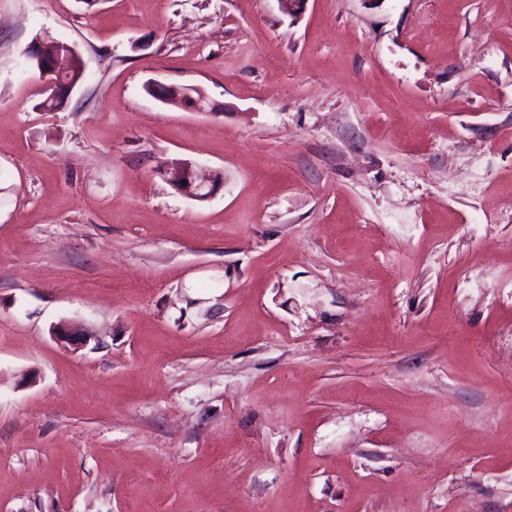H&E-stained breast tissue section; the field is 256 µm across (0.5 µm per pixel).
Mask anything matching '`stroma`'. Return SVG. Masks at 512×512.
Masks as SVG:
<instances>
[{"label":"stroma","mask_w":512,"mask_h":512,"mask_svg":"<svg viewBox=\"0 0 512 512\" xmlns=\"http://www.w3.org/2000/svg\"><path fill=\"white\" fill-rule=\"evenodd\" d=\"M0 512H512V0H0ZM46 46L39 44L29 55L44 60L42 69L38 70L42 83V91L47 95L42 102L49 110H54L61 102H55L64 94L69 95L76 87L73 83L65 82L62 74L65 73L71 63L72 56L77 52L75 44L55 41L51 54H45ZM28 55V56H29ZM146 87L149 88V90L152 93V96L159 99L161 102L166 104H175V102H181V101H191V104L189 106H186L185 104H178L181 107H184L186 109L201 112L205 110V96L202 94V92L197 88H192L191 86L186 87H174V86H167V85H160L156 83H152L147 85ZM194 89H197L200 91L201 95L195 96L193 94ZM173 187L180 193L197 201H207L215 193L218 186L223 184L220 173H214L205 178L197 175L190 163H180L171 172Z\"/></svg>","instance_id":"obj_1"}]
</instances>
